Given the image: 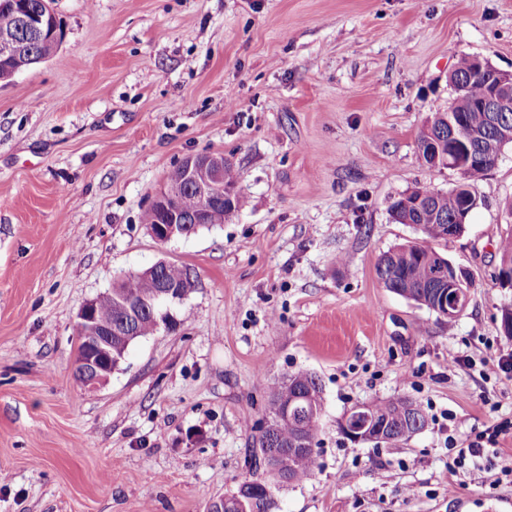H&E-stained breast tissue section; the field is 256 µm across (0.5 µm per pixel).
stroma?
I'll return each mask as SVG.
<instances>
[{
	"label": "stroma",
	"instance_id": "1",
	"mask_svg": "<svg viewBox=\"0 0 512 512\" xmlns=\"http://www.w3.org/2000/svg\"><path fill=\"white\" fill-rule=\"evenodd\" d=\"M57 52L0 82V512H207L251 478L267 384L318 376L312 476L279 512H512L482 463L448 485V446L512 460V352L496 284L512 144L438 252L470 279L454 322L380 284L419 238L390 203L445 191L417 134L464 55L512 70V0H53ZM237 173L241 209L160 243L143 214L190 155ZM195 275L175 324L100 389L72 362L78 312L157 260ZM407 397L428 426L354 443V406ZM415 495H406V487Z\"/></svg>",
	"mask_w": 512,
	"mask_h": 512
}]
</instances>
